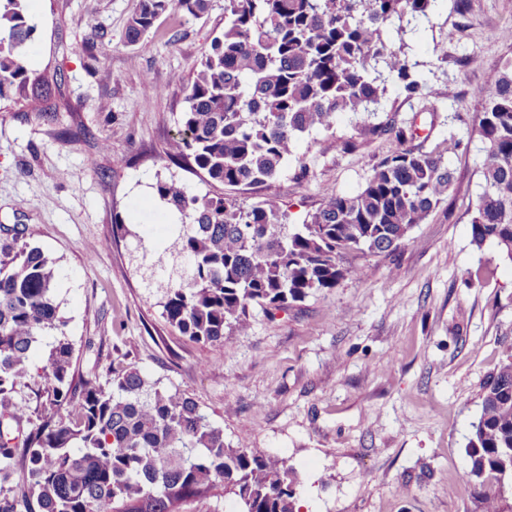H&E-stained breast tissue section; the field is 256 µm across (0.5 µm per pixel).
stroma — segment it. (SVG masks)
<instances>
[{
	"label": "stroma",
	"instance_id": "1",
	"mask_svg": "<svg viewBox=\"0 0 512 512\" xmlns=\"http://www.w3.org/2000/svg\"><path fill=\"white\" fill-rule=\"evenodd\" d=\"M36 26L32 72L57 74L58 112L0 100V248L39 246L60 276L57 298L73 364L85 378L133 366L192 398L227 443L293 465L299 512H470L451 485L481 409L482 385L512 353V261L476 246L471 213L481 192L480 91L512 55V0H439L432 25L409 45L434 84L424 101L390 90L380 120L412 129L415 145L447 138L448 197L388 255H352L361 275L285 310L254 309L229 345L194 342L162 316L161 289L135 243L161 253L172 221L152 202L157 178L224 195L166 148L178 133L184 88L224 30V0L208 13L157 19L127 45L138 0H27ZM102 25L95 45L85 21ZM109 79H102L101 70ZM159 94H145L143 76ZM352 115L295 143L273 180L237 190L246 208L277 197L293 224L333 194L359 190L388 136L357 137ZM109 150H101V141ZM351 140V151L341 142ZM126 225L127 235L113 227ZM109 251L89 257V244ZM495 267L477 281L478 267Z\"/></svg>",
	"mask_w": 512,
	"mask_h": 512
}]
</instances>
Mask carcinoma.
I'll return each mask as SVG.
<instances>
[{"mask_svg":"<svg viewBox=\"0 0 512 512\" xmlns=\"http://www.w3.org/2000/svg\"><path fill=\"white\" fill-rule=\"evenodd\" d=\"M438 0H224V32L211 42L186 86L171 156L186 158L233 189L275 178L298 137L329 130L336 116L357 117L361 137L389 135L360 191L336 194L301 225L271 196L249 209L231 196L191 193L174 179L154 196L182 224L159 259L160 306L167 322L196 342L222 343L250 327V309L286 310L336 287L360 270L342 264L351 251L384 254L409 239L448 196L453 172L435 148L408 146L392 120L372 122L399 86L431 97L405 52L413 23ZM210 0H139L126 44H140L167 12L204 14ZM393 27L399 46L385 40ZM35 26L26 0H0V99L14 93L48 113V94L29 86L26 45ZM484 143L482 192L471 218L477 247L491 242L512 261V56L480 93ZM56 262L24 245L0 252V403L20 424L39 419L17 444L0 436V472L16 473L19 495L0 512H181L221 490L239 512H297L298 474L286 460L260 454L224 432L190 398L171 394L136 368L112 369L103 384L86 379L72 393L73 343L55 295ZM45 400L15 399L30 377L33 349L45 337ZM457 476L475 512H512V354L483 384L481 412Z\"/></svg>","mask_w":512,"mask_h":512,"instance_id":"1","label":"carcinoma"}]
</instances>
